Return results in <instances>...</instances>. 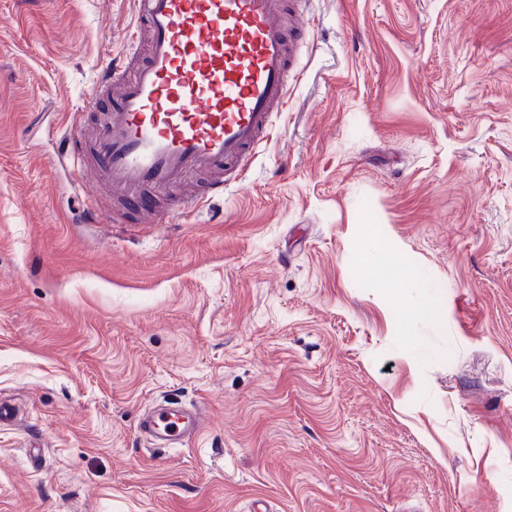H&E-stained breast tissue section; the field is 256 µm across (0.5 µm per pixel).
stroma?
<instances>
[{"label": "stroma", "instance_id": "stroma-1", "mask_svg": "<svg viewBox=\"0 0 512 512\" xmlns=\"http://www.w3.org/2000/svg\"><path fill=\"white\" fill-rule=\"evenodd\" d=\"M304 4L223 197L86 224L53 145L133 0H0V512H512V0ZM200 424V414L196 411L185 413L174 403L163 401L139 419L138 430L155 444L164 441L169 446H177L184 439L197 435Z\"/></svg>", "mask_w": 512, "mask_h": 512}]
</instances>
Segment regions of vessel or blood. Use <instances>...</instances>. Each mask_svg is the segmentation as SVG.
Here are the masks:
<instances>
[{
    "label": "vessel or blood",
    "instance_id": "vessel-or-blood-1",
    "mask_svg": "<svg viewBox=\"0 0 512 512\" xmlns=\"http://www.w3.org/2000/svg\"><path fill=\"white\" fill-rule=\"evenodd\" d=\"M128 45L91 90L88 109L68 115L60 160L73 166L88 220L111 223L100 188L121 201L160 196L185 178L211 174L204 198L223 195L271 138L274 114L303 44L279 20L284 0H134ZM110 100L94 129L87 116ZM151 441L180 445L200 415L160 402L138 422Z\"/></svg>",
    "mask_w": 512,
    "mask_h": 512
}]
</instances>
